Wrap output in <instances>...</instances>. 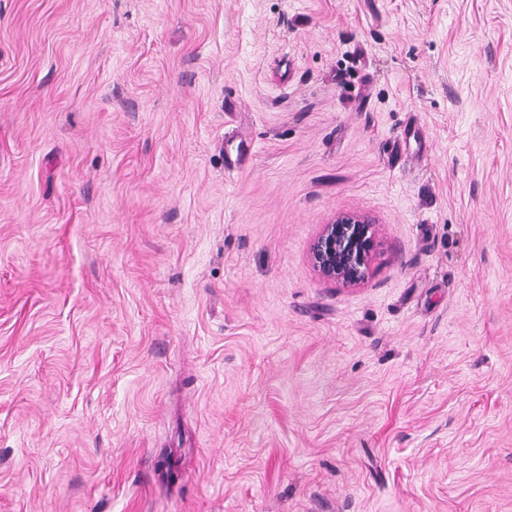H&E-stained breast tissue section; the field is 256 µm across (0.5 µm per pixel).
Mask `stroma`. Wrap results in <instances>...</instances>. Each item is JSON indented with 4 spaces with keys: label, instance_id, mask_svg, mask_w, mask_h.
I'll list each match as a JSON object with an SVG mask.
<instances>
[{
    "label": "stroma",
    "instance_id": "stroma-1",
    "mask_svg": "<svg viewBox=\"0 0 512 512\" xmlns=\"http://www.w3.org/2000/svg\"><path fill=\"white\" fill-rule=\"evenodd\" d=\"M0 512H512V0H0ZM379 235L369 214L337 212L311 244L310 261L324 280L343 288L357 286L368 278Z\"/></svg>",
    "mask_w": 512,
    "mask_h": 512
}]
</instances>
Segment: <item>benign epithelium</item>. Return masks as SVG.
Listing matches in <instances>:
<instances>
[{
  "mask_svg": "<svg viewBox=\"0 0 512 512\" xmlns=\"http://www.w3.org/2000/svg\"><path fill=\"white\" fill-rule=\"evenodd\" d=\"M378 241L379 225L370 215L338 212L311 244L310 261L324 280L354 287L368 278Z\"/></svg>",
  "mask_w": 512,
  "mask_h": 512,
  "instance_id": "benign-epithelium-1",
  "label": "benign epithelium"
}]
</instances>
